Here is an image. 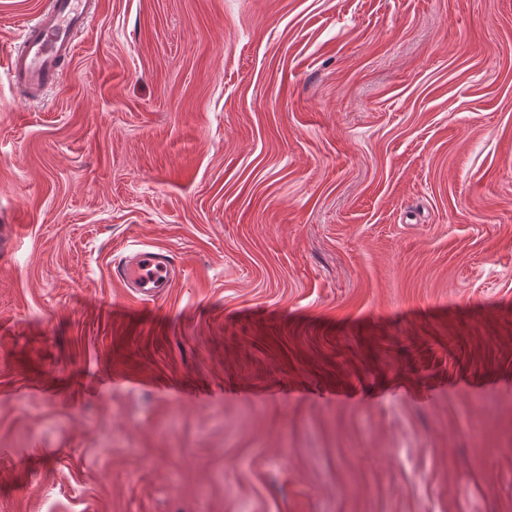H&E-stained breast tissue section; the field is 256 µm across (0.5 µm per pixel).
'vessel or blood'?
<instances>
[{
    "mask_svg": "<svg viewBox=\"0 0 512 512\" xmlns=\"http://www.w3.org/2000/svg\"><path fill=\"white\" fill-rule=\"evenodd\" d=\"M95 11L94 0H47L35 20L29 24L19 49L11 55L8 66L14 84L36 95L53 87L59 79V65L73 56V34L88 25ZM149 261L173 269L175 261L169 252L143 251L115 264V278L127 287L137 289L145 297H157L168 288V281L149 284L143 281L141 262Z\"/></svg>",
    "mask_w": 512,
    "mask_h": 512,
    "instance_id": "obj_1",
    "label": "vessel or blood"
}]
</instances>
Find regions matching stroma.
<instances>
[{
    "instance_id": "35a3bbf8",
    "label": "stroma",
    "mask_w": 512,
    "mask_h": 512,
    "mask_svg": "<svg viewBox=\"0 0 512 512\" xmlns=\"http://www.w3.org/2000/svg\"><path fill=\"white\" fill-rule=\"evenodd\" d=\"M96 2L32 102L0 0V512H512V0ZM143 261H150L166 268L167 273L175 267V261L168 251L158 252L143 251L138 252L134 257H130L123 262L114 264L113 274L114 277L126 285L129 288H135L144 297H158L165 292V288L170 287L169 276H166L164 280L149 284L142 280V276L139 274L140 263Z\"/></svg>"
}]
</instances>
